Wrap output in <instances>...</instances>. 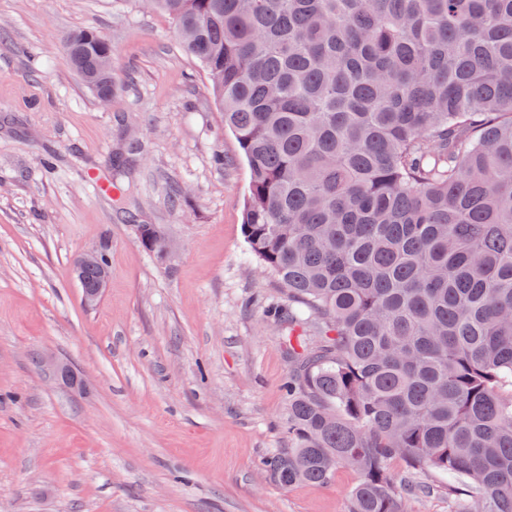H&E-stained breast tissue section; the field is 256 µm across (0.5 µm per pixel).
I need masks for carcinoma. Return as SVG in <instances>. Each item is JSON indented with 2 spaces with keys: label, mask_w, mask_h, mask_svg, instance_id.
Masks as SVG:
<instances>
[{
  "label": "carcinoma",
  "mask_w": 512,
  "mask_h": 512,
  "mask_svg": "<svg viewBox=\"0 0 512 512\" xmlns=\"http://www.w3.org/2000/svg\"><path fill=\"white\" fill-rule=\"evenodd\" d=\"M216 79L250 182L249 254L288 298L283 486L448 476L512 512V0H154ZM93 90L112 54L67 33Z\"/></svg>",
  "instance_id": "cac0c4a2"
}]
</instances>
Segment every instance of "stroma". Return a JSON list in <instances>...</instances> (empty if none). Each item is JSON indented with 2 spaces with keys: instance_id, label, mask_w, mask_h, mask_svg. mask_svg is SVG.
Returning <instances> with one entry per match:
<instances>
[{
  "instance_id": "1",
  "label": "stroma",
  "mask_w": 512,
  "mask_h": 512,
  "mask_svg": "<svg viewBox=\"0 0 512 512\" xmlns=\"http://www.w3.org/2000/svg\"><path fill=\"white\" fill-rule=\"evenodd\" d=\"M84 27L112 46L106 102L64 59ZM248 184L168 15L0 0V512H349L354 468L286 487L264 467L288 445L287 299L248 254ZM103 247L89 309L73 266Z\"/></svg>"
}]
</instances>
